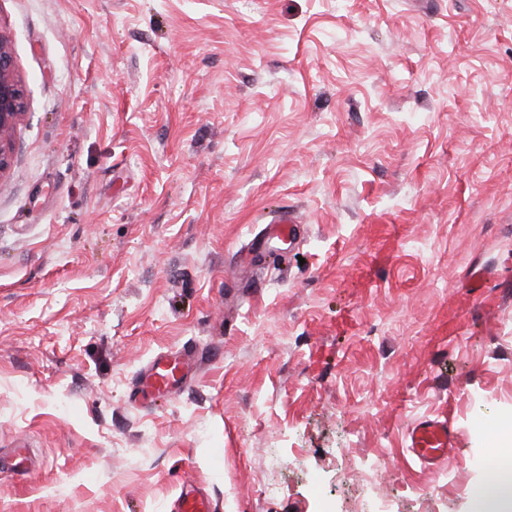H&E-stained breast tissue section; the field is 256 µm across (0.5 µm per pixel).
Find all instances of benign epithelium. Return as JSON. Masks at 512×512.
Here are the masks:
<instances>
[{
  "mask_svg": "<svg viewBox=\"0 0 512 512\" xmlns=\"http://www.w3.org/2000/svg\"><path fill=\"white\" fill-rule=\"evenodd\" d=\"M24 111V95L16 75L9 39L0 32V175L10 166L12 134Z\"/></svg>",
  "mask_w": 512,
  "mask_h": 512,
  "instance_id": "obj_1",
  "label": "benign epithelium"
}]
</instances>
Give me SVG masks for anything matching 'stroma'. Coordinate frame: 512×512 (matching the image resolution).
I'll return each mask as SVG.
<instances>
[{
	"mask_svg": "<svg viewBox=\"0 0 512 512\" xmlns=\"http://www.w3.org/2000/svg\"><path fill=\"white\" fill-rule=\"evenodd\" d=\"M0 512H471L512 429V0H0ZM294 237L272 232L283 211ZM203 366L132 401L158 354ZM447 421L446 459L411 451ZM24 107V95L16 75L9 39L0 31V174L10 166L12 134ZM453 439L447 421L425 420L410 433V448L420 460L434 461L448 454ZM178 512H211L209 502L199 488L183 486L175 501Z\"/></svg>",
	"mask_w": 512,
	"mask_h": 512,
	"instance_id": "obj_1",
	"label": "stroma"
}]
</instances>
